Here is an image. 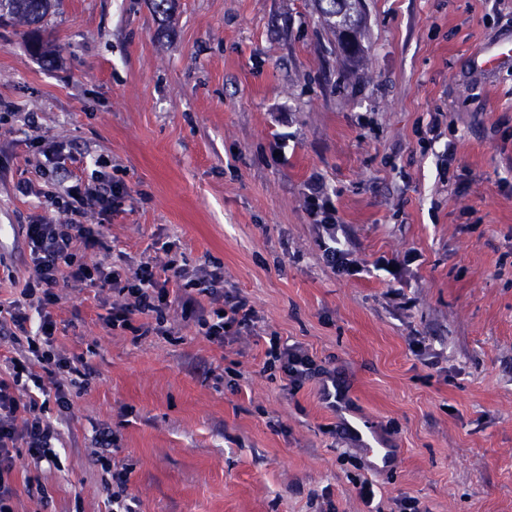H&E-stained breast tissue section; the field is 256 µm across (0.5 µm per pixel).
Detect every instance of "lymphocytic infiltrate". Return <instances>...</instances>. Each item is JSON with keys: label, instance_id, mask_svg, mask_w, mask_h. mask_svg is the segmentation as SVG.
<instances>
[{"label": "lymphocytic infiltrate", "instance_id": "f902f5d3", "mask_svg": "<svg viewBox=\"0 0 512 512\" xmlns=\"http://www.w3.org/2000/svg\"><path fill=\"white\" fill-rule=\"evenodd\" d=\"M123 184L73 185L66 191L63 207L68 223L42 219L25 225L30 275L21 296L0 304V335L9 337L11 349L0 360V512H14L18 490L12 479L15 455L26 449L34 463H53L58 458L55 421L43 414L39 399L53 396L60 412H68L71 389H85L89 373L83 358L68 357L55 346L57 322L51 309L61 298L58 288H98L112 293L114 301L104 317L112 328L134 335L167 333V312L179 302L185 318L196 323L208 341L224 345L253 325L256 310L247 297L225 294L222 267L185 274L175 259L147 261L134 268L102 266L88 262L86 253L107 250L99 225L84 223L87 209L99 215L112 213L124 199ZM304 202L314 223L323 231L321 246L327 263L337 272L356 275L361 265L342 249L337 236L336 207L319 181L308 184ZM214 302L205 309L202 298ZM142 316L134 324V316ZM269 367L279 369L291 387L312 378L329 377L301 346L271 337L266 352Z\"/></svg>", "mask_w": 512, "mask_h": 512}]
</instances>
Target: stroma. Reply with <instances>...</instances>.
Segmentation results:
<instances>
[{
  "mask_svg": "<svg viewBox=\"0 0 512 512\" xmlns=\"http://www.w3.org/2000/svg\"><path fill=\"white\" fill-rule=\"evenodd\" d=\"M361 53H340L316 0H59L0 25V301L28 275L23 224H61L60 196L96 169L128 195L109 258L218 264L257 311L224 346L172 308L166 336L101 319L109 294L63 289L56 346L90 385L60 419L58 462L17 459L16 512H110L95 461L110 429L141 512H512V0H364ZM62 145L30 163L29 143ZM452 148L449 181L436 157ZM331 194L336 273L304 192ZM27 193H19V185ZM415 262L402 266L405 254ZM335 372L285 388L270 337ZM395 449L377 472L360 432ZM374 484L373 502L356 482ZM33 493H25V485Z\"/></svg>",
  "mask_w": 512,
  "mask_h": 512,
  "instance_id": "stroma-1",
  "label": "stroma"
}]
</instances>
